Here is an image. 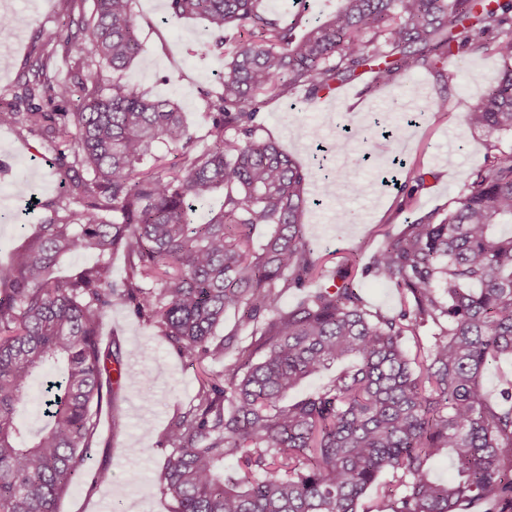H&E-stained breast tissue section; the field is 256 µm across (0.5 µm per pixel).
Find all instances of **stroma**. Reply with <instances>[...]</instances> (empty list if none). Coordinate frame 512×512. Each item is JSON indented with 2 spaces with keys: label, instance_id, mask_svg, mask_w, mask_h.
Here are the masks:
<instances>
[{
  "label": "stroma",
  "instance_id": "obj_1",
  "mask_svg": "<svg viewBox=\"0 0 512 512\" xmlns=\"http://www.w3.org/2000/svg\"><path fill=\"white\" fill-rule=\"evenodd\" d=\"M134 12L149 62L134 63L125 73L127 83L177 101L197 147H205L208 124L199 91L218 89L223 61L190 55L201 26L191 20L165 23V0H135ZM0 15L10 19L12 28L7 43L0 45V102H8L41 45L67 16L61 0H0ZM459 63L448 61L445 81L417 72L375 89L365 76L345 85L344 97L330 105L309 101L301 88L264 105V137L300 165L311 163L317 145L330 148L339 137H353L344 153L329 152L324 160L339 175L343 191L325 194L317 177L306 187L312 204L306 209L304 235L329 265L353 253L373 252L385 230H398L431 211H447L492 146L512 150V137L496 142L463 121L502 63L478 55L463 62L466 70H459ZM440 98L447 99V111L433 109ZM53 158L38 137L0 125V188L13 196L11 212L25 213L32 199L43 206L57 201L62 189L52 174ZM420 174L425 183L419 187L415 178ZM25 215L22 228L0 223V266L30 241L42 213ZM101 336L104 346L119 347L133 382L115 390L111 405L102 408L84 475L64 492L57 512H171L172 501L158 485L168 452L165 433L192 402L201 368L220 370L224 364H192L128 307L112 309ZM146 368L151 371L147 378L142 375ZM115 416L124 423L117 434L111 430ZM102 470L111 472V482L95 483Z\"/></svg>",
  "mask_w": 512,
  "mask_h": 512
}]
</instances>
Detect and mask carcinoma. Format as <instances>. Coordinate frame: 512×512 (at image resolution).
Returning a JSON list of instances; mask_svg holds the SVG:
<instances>
[{
  "instance_id": "1",
  "label": "carcinoma",
  "mask_w": 512,
  "mask_h": 512,
  "mask_svg": "<svg viewBox=\"0 0 512 512\" xmlns=\"http://www.w3.org/2000/svg\"><path fill=\"white\" fill-rule=\"evenodd\" d=\"M63 2L68 23L0 106V125L55 152L64 188L35 242L0 266V512H57L82 475L112 402L103 375L119 354L100 328L113 306L193 362L234 355L204 372L167 432L172 512H512V385L492 401L482 381L512 353V152L474 170L448 212L383 232L366 264L352 254L329 269L302 234L311 171L260 122L266 99L298 88L321 99L367 73L374 87L420 70L446 79L448 60L494 55L504 68L464 122L512 136V0H338L301 27L262 0H167L165 21L202 24L196 55L226 57L221 90H201L211 128L200 151L177 102L123 81L148 62L134 0H94L88 21L84 0ZM74 46L85 58L62 83L55 62ZM70 98L75 110L59 111ZM86 251L122 253L124 278L106 260L54 275L62 255ZM370 275L397 290L398 311L368 308ZM290 290L302 296L287 310ZM230 311L236 329L221 337ZM425 329L432 341L406 349ZM351 358L329 386L285 402ZM46 376L33 432L24 412ZM435 458L452 478L432 477ZM346 364H348V361L345 364H334L329 368L308 377L300 384L299 387L289 392L288 399L291 400L296 397H300L319 390L325 386L333 377H335L336 373Z\"/></svg>"
}]
</instances>
